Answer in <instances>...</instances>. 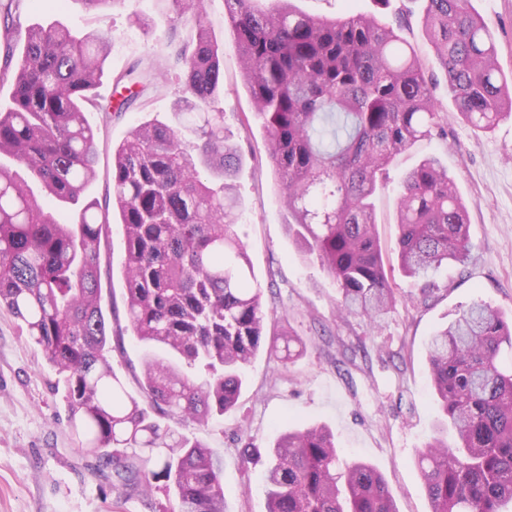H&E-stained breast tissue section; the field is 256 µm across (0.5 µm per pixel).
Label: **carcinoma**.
<instances>
[{
    "instance_id": "cac0c4a2",
    "label": "carcinoma",
    "mask_w": 512,
    "mask_h": 512,
    "mask_svg": "<svg viewBox=\"0 0 512 512\" xmlns=\"http://www.w3.org/2000/svg\"><path fill=\"white\" fill-rule=\"evenodd\" d=\"M24 0L0 3V42L24 36L0 65L12 106L0 112V307L65 376L70 427L82 457L122 507L160 490L169 512H226L223 460L177 436L163 418L205 424L236 408L245 367L263 348L282 361L299 337L267 335L264 288L239 232L235 178L241 163L210 111L223 61L205 24L207 0H174L195 20L162 72L137 62L113 79V98L91 90L103 75L108 32L57 23L21 28ZM242 79L268 133V158L298 248L336 279L338 307L375 325L396 303L376 230L373 198L388 167L416 142L447 136L426 64L406 49V19L314 18L291 0H225ZM422 31L458 116L492 131L512 120V78L496 63L491 27L472 0H427ZM175 80L174 121H145L113 150L112 197L60 224L18 178L23 168L59 204H76L97 163V132L84 112L107 118L146 106ZM209 157L224 172L199 170ZM115 210L126 234L125 331L177 358L146 356L139 394L112 370L101 305L99 248ZM396 251L422 299L450 261L472 258L465 205L430 155L401 183ZM512 322L474 303L428 344L440 407L437 435L417 456L431 512H506L512 505ZM267 512H397L393 490L368 462L342 461L325 425L294 427L268 448Z\"/></svg>"
}]
</instances>
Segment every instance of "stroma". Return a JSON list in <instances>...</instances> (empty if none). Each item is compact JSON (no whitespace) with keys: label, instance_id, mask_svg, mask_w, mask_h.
Instances as JSON below:
<instances>
[{"label":"stroma","instance_id":"stroma-1","mask_svg":"<svg viewBox=\"0 0 512 512\" xmlns=\"http://www.w3.org/2000/svg\"><path fill=\"white\" fill-rule=\"evenodd\" d=\"M304 14L334 18L374 15L388 21L404 12V37L429 61L434 97L448 110L447 140L416 143L397 157L375 206L389 282L401 296L378 325L337 306L335 280L317 256L303 255L288 230V212L267 157V135L252 118L241 62L224 24V0H208L205 22L224 55V88L215 107L244 160L236 177L242 203L241 230L253 271L265 286L271 316L268 332L299 336L304 352L283 364L260 352L247 368L236 408L207 424L172 422V429L212 448L224 463L227 512H266L263 473L266 449L288 423L324 424L335 434L343 457L372 463L393 489L399 512H430L415 466L419 449L433 435L438 411L427 363L433 332L459 311L482 302L512 318V121L480 132L453 112L448 86L434 64L421 17L424 0H293ZM493 29L498 64L512 73V0H474ZM152 27L133 25L135 16ZM57 20L76 31L103 28L113 36L96 88L109 99L116 75L140 61L162 69L169 39L190 38L193 20L179 16L170 0H123L114 8L89 11L80 0H28L22 17L31 26ZM176 87L158 85L147 108H132L120 119L91 111L97 131L96 176L82 199L103 201L112 187V149L141 122L170 120ZM447 166L467 208L473 257L467 265L442 266L439 285L426 302L412 301L395 251L396 205L401 178L425 156ZM122 224H110L101 243L102 307L124 312ZM111 485L84 468L71 436L62 375L0 310V512H113Z\"/></svg>","mask_w":512,"mask_h":512}]
</instances>
